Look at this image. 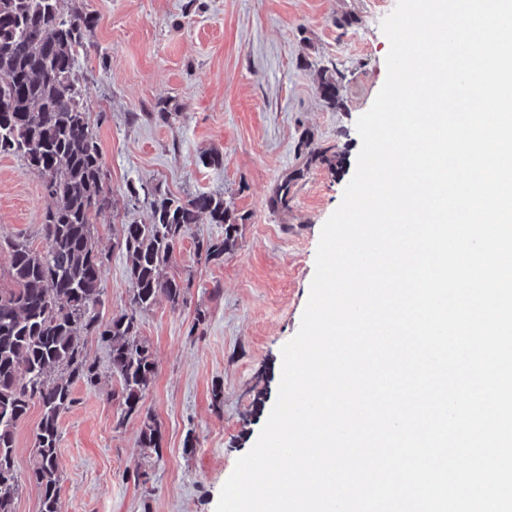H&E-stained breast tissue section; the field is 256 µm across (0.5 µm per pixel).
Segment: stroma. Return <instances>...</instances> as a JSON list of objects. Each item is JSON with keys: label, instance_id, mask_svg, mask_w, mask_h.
Instances as JSON below:
<instances>
[{"label": "stroma", "instance_id": "obj_1", "mask_svg": "<svg viewBox=\"0 0 512 512\" xmlns=\"http://www.w3.org/2000/svg\"><path fill=\"white\" fill-rule=\"evenodd\" d=\"M397 0H64L97 20L76 58L87 92L112 206L97 218L103 319L128 305L131 282L118 247L122 225L148 223V203L128 185L177 196L223 194L239 217L235 248L206 261L197 238L224 227L192 225L167 268L190 283L186 301L159 300L140 317L156 364L140 412L125 415L109 348L84 339L96 386L72 384L58 421V512H215L237 459L255 444L278 395L285 343L299 330L321 229L351 180L361 141L356 121L386 76L380 22ZM336 78L339 107L318 90ZM168 108L169 120L158 117ZM219 151L222 166L202 154ZM288 204L274 205L280 186ZM53 204L21 156L0 155V240L44 247ZM204 324H196L197 314ZM222 389L223 404L213 392ZM158 450L139 445L145 418ZM41 418L31 403L15 431L22 488L14 512H41L28 474Z\"/></svg>", "mask_w": 512, "mask_h": 512}]
</instances>
